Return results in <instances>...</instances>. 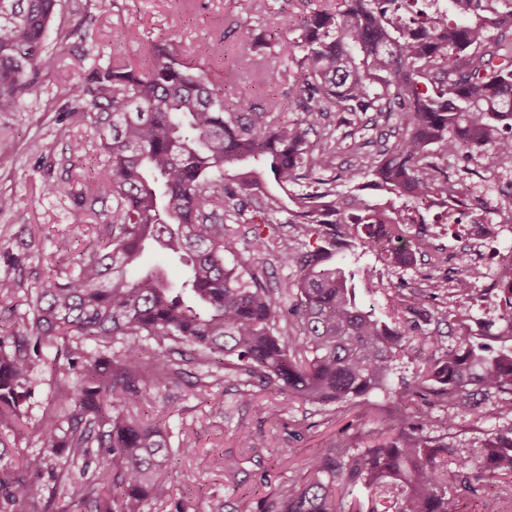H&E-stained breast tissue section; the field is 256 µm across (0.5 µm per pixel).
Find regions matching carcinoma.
<instances>
[{
	"instance_id": "1",
	"label": "carcinoma",
	"mask_w": 512,
	"mask_h": 512,
	"mask_svg": "<svg viewBox=\"0 0 512 512\" xmlns=\"http://www.w3.org/2000/svg\"><path fill=\"white\" fill-rule=\"evenodd\" d=\"M59 0H0V104L33 96L59 55L45 40ZM256 0H234L236 18ZM58 38L84 39L107 0H91ZM289 42L293 80L266 73L271 94L243 105L180 42L150 44L149 62H93V75L63 109L57 136L91 131L103 163L80 175L72 194L77 222L103 217L77 273H50L30 284L0 277V304L26 288L28 313L0 330V512H54L64 495L80 512H150L170 494L175 460L165 427L134 408L178 387L183 365L221 364L248 389H273L283 404H360L387 385L394 363L434 350L420 375L394 397L375 447L351 440L318 450L301 484L283 488L262 512H463L460 491L478 497L508 480L512 433L490 432L475 459L425 435L405 404L446 402L455 417L481 393L512 412V280L496 288L500 325L457 336L435 318L448 283L386 285L375 270L354 269L356 249L375 252L383 220L397 226L382 259L409 266L427 223L422 201L448 193L434 150L462 143L484 170L512 158V0H334L305 13L266 41ZM285 112L297 117L288 120ZM397 116L395 139L365 152L364 131ZM336 118L317 143L310 134ZM347 128L340 138L336 129ZM358 163L337 166L342 151ZM111 202L103 211L95 204ZM229 224H252L248 251L294 269L273 289L247 265ZM298 224L313 245L302 250L279 232ZM156 243L182 266L174 287L161 270L134 276L142 247ZM384 292L388 315L366 308L356 277ZM292 298L277 313L279 294ZM122 337L123 346L112 349ZM171 340L155 361L142 339ZM61 373L60 413L37 431L39 451L14 464V430L35 395L34 370L45 350Z\"/></svg>"
}]
</instances>
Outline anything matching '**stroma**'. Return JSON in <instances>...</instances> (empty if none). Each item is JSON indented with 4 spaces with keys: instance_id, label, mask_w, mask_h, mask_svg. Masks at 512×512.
<instances>
[{
    "instance_id": "obj_1",
    "label": "stroma",
    "mask_w": 512,
    "mask_h": 512,
    "mask_svg": "<svg viewBox=\"0 0 512 512\" xmlns=\"http://www.w3.org/2000/svg\"><path fill=\"white\" fill-rule=\"evenodd\" d=\"M326 0H258L250 15L241 17L238 28L225 34L224 19L232 10V0H111L108 12L101 14L86 40H70L60 52L59 68L44 76L36 99L0 108V195L17 199L13 209L0 213V274L9 269V254H18L24 243L35 240L39 257L27 262L24 280L52 269L76 273V259L95 237L92 225L77 223L69 200L60 193L43 191L46 183L75 186L74 167L97 166L101 156L89 142L86 128L77 127L70 138L56 135L58 120L66 99L61 88H77L88 77L90 64L79 62L80 54L123 58L143 64L149 44L162 37L180 42L189 61L205 65L210 77L224 78V60L236 55L240 43L251 41L273 25H287L304 9L324 7ZM223 42L224 54L211 56L216 42ZM285 43L268 44L243 58L241 65L249 78L241 99H262L267 87L265 73L280 69L282 81H289L283 58ZM435 161L457 179L468 169V182L485 186L482 207L494 215L504 203V182L512 181V164L503 163L499 172L483 171L479 162L459 155L436 153ZM57 372L44 363L37 369L38 393L29 412L31 431L19 439L23 448H34L43 419L53 413L51 396ZM242 386L225 377L223 369L194 365L182 385L160 392L155 414L164 417L168 440L178 463L170 475L173 496L188 512H224L242 493L252 502L276 493L303 477L305 461L317 449L340 440L354 438L360 446L374 445L387 424L386 393L373 395L369 402L345 408L317 407L301 402L282 405L272 390L254 394L242 402ZM493 399L476 397L471 415L457 418L448 427L447 404L425 406L430 422L426 433L446 438L459 455L473 458L480 452L484 434L512 427V414H494ZM274 435L272 448L250 450L253 437ZM240 456V470L226 475L217 461L225 452ZM205 484L208 494L198 499L193 491Z\"/></svg>"
}]
</instances>
